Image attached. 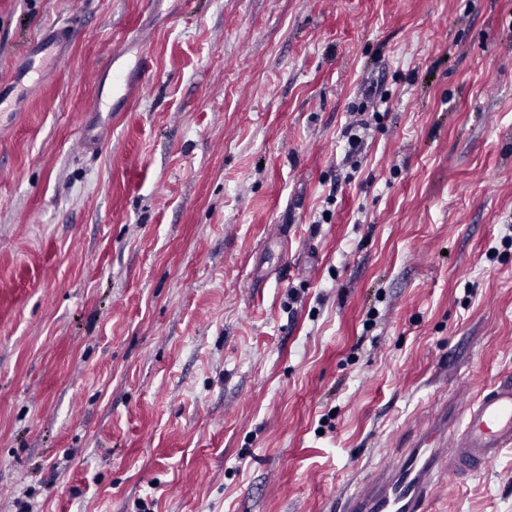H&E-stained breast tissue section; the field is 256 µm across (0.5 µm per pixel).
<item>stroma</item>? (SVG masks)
Returning a JSON list of instances; mask_svg holds the SVG:
<instances>
[{
	"label": "stroma",
	"instance_id": "35a3bbf8",
	"mask_svg": "<svg viewBox=\"0 0 512 512\" xmlns=\"http://www.w3.org/2000/svg\"><path fill=\"white\" fill-rule=\"evenodd\" d=\"M69 23L0 96V512H338L512 373V0H0V72ZM429 512H512V448ZM64 43H70V36L66 30L61 29L55 31L54 34L44 35L40 39L30 42L23 56L28 59L29 63H34L36 57L42 53L62 57L67 53ZM149 68L147 56H142L139 60V69L142 77L133 89L131 86L130 74L123 69H114L112 71V95L120 99H132L137 96L143 83V76Z\"/></svg>",
	"mask_w": 512,
	"mask_h": 512
}]
</instances>
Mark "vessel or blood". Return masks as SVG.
Listing matches in <instances>:
<instances>
[{
	"label": "vessel or blood",
	"instance_id": "1",
	"mask_svg": "<svg viewBox=\"0 0 512 512\" xmlns=\"http://www.w3.org/2000/svg\"><path fill=\"white\" fill-rule=\"evenodd\" d=\"M70 36L58 30L30 42L24 56H64ZM122 99L137 95L129 73L115 69L111 80L92 77L89 111H96L104 91ZM512 447V377L484 388L463 410L440 406L432 425L417 432L405 447L371 467L367 476L346 491L339 512H428L436 480L442 471L463 476L482 468Z\"/></svg>",
	"mask_w": 512,
	"mask_h": 512
}]
</instances>
